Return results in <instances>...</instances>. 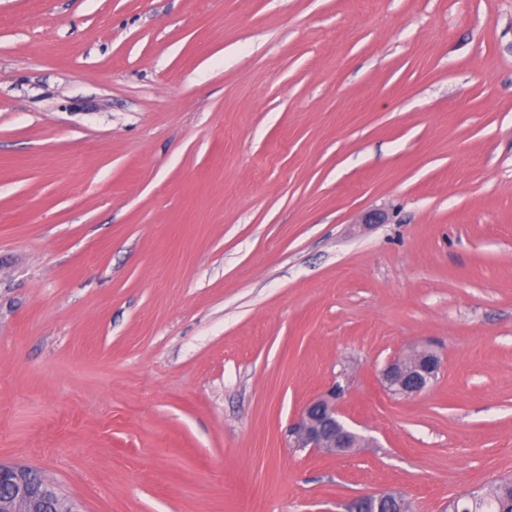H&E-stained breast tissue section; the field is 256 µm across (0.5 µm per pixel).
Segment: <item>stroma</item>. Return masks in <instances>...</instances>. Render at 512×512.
Listing matches in <instances>:
<instances>
[{"label": "stroma", "mask_w": 512, "mask_h": 512, "mask_svg": "<svg viewBox=\"0 0 512 512\" xmlns=\"http://www.w3.org/2000/svg\"><path fill=\"white\" fill-rule=\"evenodd\" d=\"M335 384L366 445L290 447ZM0 462L81 512L512 478V0H0ZM440 369L436 353L427 349L413 350L405 356L392 358L380 371V380L390 393L418 396L432 386Z\"/></svg>", "instance_id": "stroma-1"}]
</instances>
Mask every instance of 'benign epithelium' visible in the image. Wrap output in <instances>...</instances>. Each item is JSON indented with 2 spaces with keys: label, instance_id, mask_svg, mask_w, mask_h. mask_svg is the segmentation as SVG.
<instances>
[{
  "label": "benign epithelium",
  "instance_id": "benign-epithelium-1",
  "mask_svg": "<svg viewBox=\"0 0 512 512\" xmlns=\"http://www.w3.org/2000/svg\"><path fill=\"white\" fill-rule=\"evenodd\" d=\"M441 362L436 353L413 350L392 358L380 371L383 386L402 397L418 396L435 382ZM336 391L310 400L291 427L294 446L323 454H343L361 446L363 438L343 420L336 407ZM397 504V512H411L398 492L361 495L347 504V512H381ZM0 512H78L52 482L23 465L0 463Z\"/></svg>",
  "mask_w": 512,
  "mask_h": 512
}]
</instances>
